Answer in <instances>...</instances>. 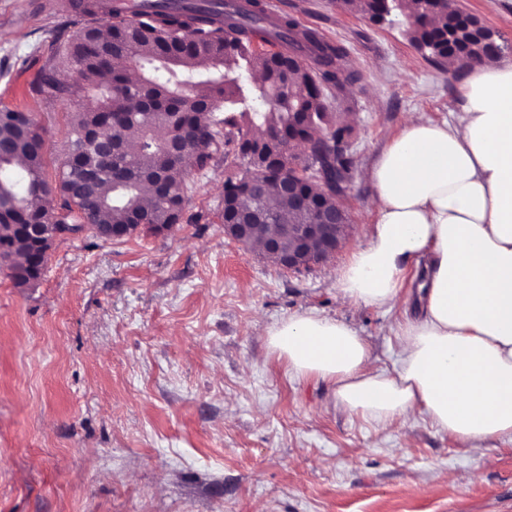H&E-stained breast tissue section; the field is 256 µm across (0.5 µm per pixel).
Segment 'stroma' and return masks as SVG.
I'll return each instance as SVG.
<instances>
[{"label":"stroma","instance_id":"stroma-1","mask_svg":"<svg viewBox=\"0 0 512 512\" xmlns=\"http://www.w3.org/2000/svg\"><path fill=\"white\" fill-rule=\"evenodd\" d=\"M27 2L0 0V105L30 111L52 176L75 106L34 102L29 82L79 26L62 0L36 13ZM261 2L345 45L362 75L337 109L355 128L349 235L299 273L232 240L219 152L190 175L170 231L55 241L30 288L0 267V512H512V436L465 447L419 412L379 427L262 336L311 310L356 329L370 369L397 373L422 265L406 267L391 307L342 302L337 277L375 227L368 169L412 115L456 124L467 70L426 59L401 15L376 24L337 0ZM459 2L512 59V0Z\"/></svg>","mask_w":512,"mask_h":512}]
</instances>
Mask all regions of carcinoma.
Returning <instances> with one entry per match:
<instances>
[{
  "label": "carcinoma",
  "instance_id": "carcinoma-1",
  "mask_svg": "<svg viewBox=\"0 0 512 512\" xmlns=\"http://www.w3.org/2000/svg\"><path fill=\"white\" fill-rule=\"evenodd\" d=\"M145 4L135 19L124 21L110 19L112 0H78L75 9L103 22L65 41L37 74L34 98L77 105L70 154L55 177L46 172L43 131L32 119L11 122L12 108L0 107V253L28 257L31 244L15 225L18 210L36 220L54 195L62 199L63 224L126 225L129 236L169 231L183 219L189 176L205 170L214 152L224 148V186L234 187L256 160L284 155L288 129L307 120L329 126L335 142L323 161L333 181L329 192L306 177L310 164L298 168L290 155L287 174L301 183L313 206L299 210L286 196L273 204L226 194L224 223L314 224L335 205L334 181L351 178L354 158L344 146L351 144L353 128L337 122L327 102L330 96L343 101L346 87L359 80L342 66L344 46L298 29L287 15L270 16L260 0L208 7L167 0ZM342 9L371 22L385 11L410 18V43L450 68L478 63L490 52L474 36L481 20L461 13L457 0H343ZM62 71L73 75L71 83L57 84ZM257 73L269 82L274 104L251 97L247 78ZM120 112L126 125L114 135L124 137L123 146L111 156L90 139L109 132ZM173 139L186 141L179 158L164 152ZM146 174L162 176L148 199Z\"/></svg>",
  "mask_w": 512,
  "mask_h": 512
}]
</instances>
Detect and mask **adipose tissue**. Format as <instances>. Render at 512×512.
Returning <instances> with one entry per match:
<instances>
[{
    "label": "adipose tissue",
    "instance_id": "adipose-tissue-1",
    "mask_svg": "<svg viewBox=\"0 0 512 512\" xmlns=\"http://www.w3.org/2000/svg\"><path fill=\"white\" fill-rule=\"evenodd\" d=\"M460 109L453 126L412 116L368 170L375 229L337 279L343 301L381 308L425 262L397 375L369 370L363 337L311 312L266 336L296 374L333 381L349 411L381 426L420 412L474 447L512 435V61L474 65Z\"/></svg>",
    "mask_w": 512,
    "mask_h": 512
}]
</instances>
